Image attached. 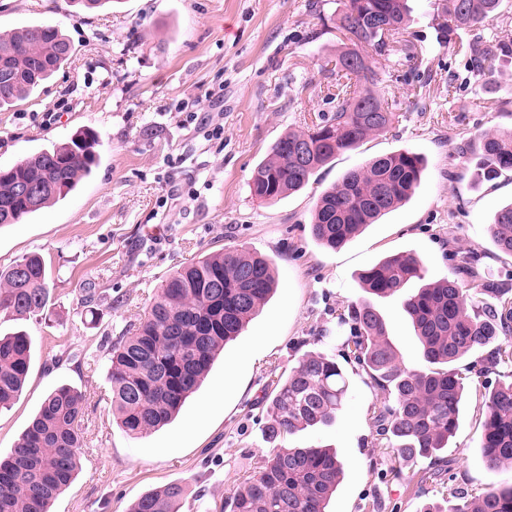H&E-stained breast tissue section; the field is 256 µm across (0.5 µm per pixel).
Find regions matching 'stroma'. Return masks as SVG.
I'll use <instances>...</instances> for the list:
<instances>
[{
	"mask_svg": "<svg viewBox=\"0 0 512 512\" xmlns=\"http://www.w3.org/2000/svg\"><path fill=\"white\" fill-rule=\"evenodd\" d=\"M404 34L422 59L391 57L379 85L395 112L387 131L338 154L309 185L281 200L252 197L249 178L288 131L332 117L334 63L349 43L336 30L342 0H117L88 13L72 0H0V31L32 22L71 40L69 62L15 106L0 108V167L69 140L100 137V162L66 199L0 228V269L43 256L50 284L44 312L0 318V334L32 339L19 399L0 411V455L14 447L45 397L68 384L85 396V446L74 482L51 512H127L141 494L186 487L183 512H224L269 452L266 398L309 352L341 364L350 381L335 422L287 436L286 448L335 449L344 477L328 512H420L453 492L481 495L512 480L484 466L479 399L512 379V361L481 373L478 356L458 363L468 384L459 427L433 474L405 463L377 436L385 395L350 360V303L366 299L359 275L382 258L416 254L425 279L453 273L462 259L512 280L489 226L512 202V171L481 181L466 147L481 132L512 130V59L472 73L458 39L441 36L442 0H408ZM223 125L218 137L206 128ZM407 149L427 168L405 205L331 250L311 237L317 196L367 158ZM239 249L274 259L278 288L229 343L201 388L169 425L133 438L116 423L108 347L122 336L167 275L201 255ZM98 299L86 303L87 289ZM406 367L421 363L398 297L371 299Z\"/></svg>",
	"mask_w": 512,
	"mask_h": 512,
	"instance_id": "35a3bbf8",
	"label": "stroma"
}]
</instances>
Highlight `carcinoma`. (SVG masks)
I'll list each match as a JSON object with an SVG mask.
<instances>
[{
	"instance_id": "obj_1",
	"label": "carcinoma",
	"mask_w": 512,
	"mask_h": 512,
	"mask_svg": "<svg viewBox=\"0 0 512 512\" xmlns=\"http://www.w3.org/2000/svg\"><path fill=\"white\" fill-rule=\"evenodd\" d=\"M502 0H444L442 33L470 32L460 51L481 73L512 59V38L487 41L481 33L499 13ZM409 24L406 0H343L336 30L351 48L336 57L334 115L290 131L270 148L250 177L255 199L273 202L308 185L336 155L388 129L395 113L377 91L383 74L379 59L419 56L413 43L399 40ZM73 46L54 25L0 32V108L30 95L68 62ZM97 134L78 131L15 165L0 169V228L66 198L99 161ZM478 178L512 170V131H485L478 138ZM424 159L404 149L366 160L322 191L312 212L310 232L319 245L335 250L368 224L408 201L416 192ZM39 187L38 201L16 194L21 183ZM494 247L512 256V203L494 214ZM274 261L239 250L206 254L168 275L158 286L129 336L111 345L108 375L112 414L129 436L139 437L168 424L197 391L224 346L245 329L276 288ZM423 279V262L401 252L360 275L363 290L377 297H402L420 344L423 364L402 367L383 316L367 300L347 306L351 353L393 404H383L377 433L395 441L402 458L438 459L459 424L465 384L454 365L483 349L482 371L512 360L499 343L512 331V287L485 276L471 263L456 265L454 276L406 292ZM473 290L469 295L463 285ZM49 283L37 254L0 271V313L38 314L46 308ZM31 358L25 333L0 336V409L17 399ZM345 371L329 355H304L268 396L264 433L274 443L306 429L331 425L349 392ZM481 456L486 468L512 465V380L484 396ZM84 395L62 385L50 392L19 443L0 457V512H49L74 479L81 448ZM343 475L337 455L323 448H275L259 470L224 500V512H327ZM186 488L172 483L141 495L129 512H180ZM422 512H512V481L491 485L476 498L461 496L448 510L430 504Z\"/></svg>"
}]
</instances>
